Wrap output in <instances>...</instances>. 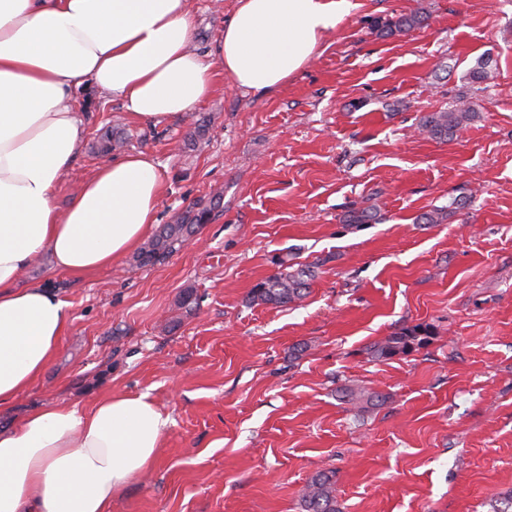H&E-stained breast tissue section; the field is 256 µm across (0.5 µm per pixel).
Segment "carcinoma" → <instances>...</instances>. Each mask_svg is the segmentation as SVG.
Instances as JSON below:
<instances>
[{
  "label": "carcinoma",
  "instance_id": "1",
  "mask_svg": "<svg viewBox=\"0 0 512 512\" xmlns=\"http://www.w3.org/2000/svg\"><path fill=\"white\" fill-rule=\"evenodd\" d=\"M425 21L426 17L417 14L400 16L395 20L388 19L378 23L375 30L381 35L391 36L422 25ZM478 118L479 112L473 104L462 103L447 111L423 114L419 118L418 127L429 136L446 141ZM222 199L223 194L217 192L212 196L210 206L189 211L174 224L161 225L150 242L139 252V263L154 264L180 250L204 224L209 222L213 209L220 206ZM312 277V267H296L282 258L278 262L277 272L257 283L250 290L248 300L253 304L287 306L305 296L308 282ZM430 336V330L421 325L402 328L393 332L383 342L372 345L369 354L375 360H390L425 344ZM334 485L332 471H321L313 476L301 498L303 512H340L333 495Z\"/></svg>",
  "mask_w": 512,
  "mask_h": 512
}]
</instances>
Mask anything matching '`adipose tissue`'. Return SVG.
I'll list each match as a JSON object with an SVG mask.
<instances>
[{
  "instance_id": "ef3b65f1",
  "label": "adipose tissue",
  "mask_w": 512,
  "mask_h": 512,
  "mask_svg": "<svg viewBox=\"0 0 512 512\" xmlns=\"http://www.w3.org/2000/svg\"><path fill=\"white\" fill-rule=\"evenodd\" d=\"M188 0H0V407L43 373L71 320L50 288L22 284L50 254L82 277L121 262L157 222L159 163L100 164L58 209L85 136L71 105L93 85L126 114L161 123L210 96L213 67L249 92L285 86L355 9L354 0H238L216 60L191 47ZM170 425L149 394L109 393L90 410L55 404L0 432V512H109L155 463Z\"/></svg>"
}]
</instances>
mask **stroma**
<instances>
[{
	"mask_svg": "<svg viewBox=\"0 0 512 512\" xmlns=\"http://www.w3.org/2000/svg\"><path fill=\"white\" fill-rule=\"evenodd\" d=\"M356 2L269 94L219 68L196 111L153 124L93 86L75 93L86 134L58 209L105 161L108 126L125 152L160 162L159 223L223 194L164 261L74 277L43 256L22 278L68 302L71 322L40 378L0 408V431L111 391L149 393L171 418L151 473L110 512H301L322 470L341 512H499L512 499V0ZM236 5L189 0L196 52L215 58ZM416 11L424 25L372 29ZM487 55L488 78L469 83ZM464 95L480 117L456 138L419 130ZM198 126L206 136L190 142ZM364 209L375 221L348 223ZM437 209L441 223H419ZM281 258L314 265L306 297L249 303ZM418 323L435 330L426 346L368 356ZM343 388L384 400L345 403Z\"/></svg>",
	"mask_w": 512,
	"mask_h": 512,
	"instance_id": "35a3bbf8",
	"label": "stroma"
}]
</instances>
